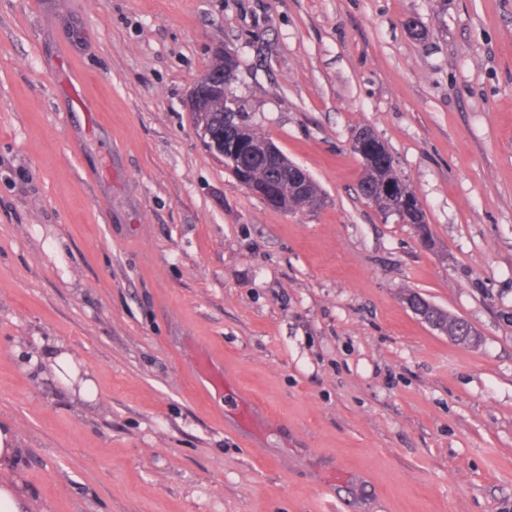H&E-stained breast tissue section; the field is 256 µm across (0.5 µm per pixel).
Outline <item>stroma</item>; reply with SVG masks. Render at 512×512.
Here are the masks:
<instances>
[{
	"instance_id": "35a3bbf8",
	"label": "stroma",
	"mask_w": 512,
	"mask_h": 512,
	"mask_svg": "<svg viewBox=\"0 0 512 512\" xmlns=\"http://www.w3.org/2000/svg\"><path fill=\"white\" fill-rule=\"evenodd\" d=\"M221 49L320 207L203 143ZM362 127L430 243L361 195ZM0 419L35 512H512V0H0ZM28 362L33 367L49 371L69 391L74 401H80V404L83 405H90L94 402L95 397L91 381L86 380L77 383V373L73 370L69 354L65 352L56 353L54 348H51L46 352L31 354ZM76 383L78 388L75 387Z\"/></svg>"
}]
</instances>
